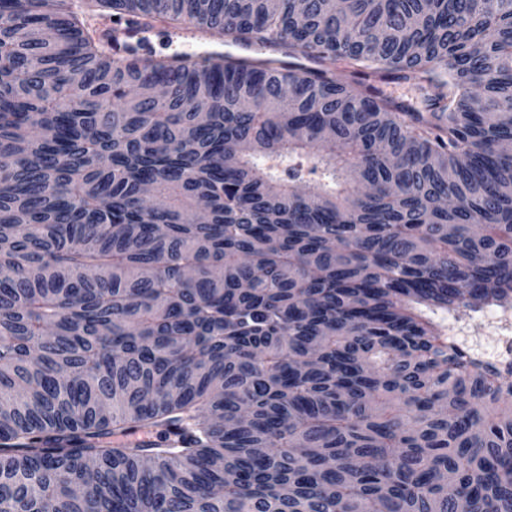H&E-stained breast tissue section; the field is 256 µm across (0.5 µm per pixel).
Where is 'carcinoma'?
I'll return each instance as SVG.
<instances>
[{"mask_svg": "<svg viewBox=\"0 0 512 512\" xmlns=\"http://www.w3.org/2000/svg\"><path fill=\"white\" fill-rule=\"evenodd\" d=\"M305 3L0 0V512H512V0ZM190 30L184 28L177 32L165 23L155 21L149 29L141 33L145 36L140 53H147L157 57L178 56L183 53L192 60L200 62L201 54L222 52L226 56L238 55L239 49L236 44L231 42H217V40L201 36L193 38ZM378 86L385 94L394 99L405 101L416 109H422L424 106V93L419 90L412 81L397 79L395 74H390L383 82H378ZM472 319L468 328V342L471 348L481 356V348L491 345L495 336L496 340L490 349L492 358L505 363L512 362V310L489 309L484 315L488 324L494 330V336H490L492 331L484 325L480 314Z\"/></svg>", "mask_w": 512, "mask_h": 512, "instance_id": "obj_1", "label": "carcinoma"}]
</instances>
